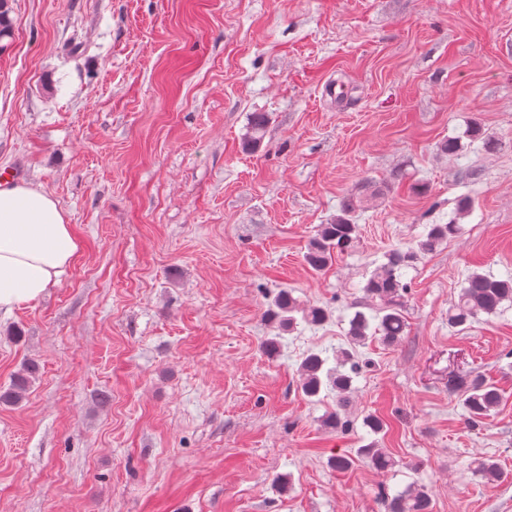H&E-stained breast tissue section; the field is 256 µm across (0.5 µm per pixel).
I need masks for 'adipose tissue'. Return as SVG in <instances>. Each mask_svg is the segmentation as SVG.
<instances>
[{
    "label": "adipose tissue",
    "instance_id": "1",
    "mask_svg": "<svg viewBox=\"0 0 512 512\" xmlns=\"http://www.w3.org/2000/svg\"><path fill=\"white\" fill-rule=\"evenodd\" d=\"M79 249L48 192L23 182L0 184V311L41 298Z\"/></svg>",
    "mask_w": 512,
    "mask_h": 512
}]
</instances>
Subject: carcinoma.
Segmentation results:
<instances>
[{"mask_svg":"<svg viewBox=\"0 0 512 512\" xmlns=\"http://www.w3.org/2000/svg\"><path fill=\"white\" fill-rule=\"evenodd\" d=\"M13 26L9 17L7 0H0V42L12 38ZM269 114L253 112L249 116L247 132L242 138V148L246 152L257 150L269 124ZM361 199L348 197L340 207V214L331 224H323L310 241L304 254L305 264L315 272L328 268L335 256L351 247L357 240L358 225L354 223V213L360 207ZM462 227L455 221L428 225L425 236L415 243L396 247L384 254L381 263L367 279L364 291L372 301L380 303L373 315L359 311L349 322V344L356 347L370 337L379 336L388 345H394L405 336L407 323L402 314L400 301L407 294L409 285L403 281L406 270L417 263L419 257L433 252L439 245L457 237ZM512 303V273L497 278L489 273L471 272L461 283L457 299L448 309V326L462 331L468 329L482 314L498 313L505 302ZM267 320L278 324L286 331L297 320L310 326H320L328 318L321 306L303 307L292 292L283 289L271 301L265 313ZM335 366H327L328 359L320 354H307L300 364L299 387L309 398H316L323 389L336 391V412L323 421L330 429L342 430L349 427V420L342 411L349 403L352 374L358 364L352 352L341 349L334 357ZM39 371V366L31 361L24 365L7 391L0 394V404L18 403L27 391L31 380ZM448 392L457 396L464 408L469 426L476 427L497 409L502 402L499 388L476 373L455 374L448 378ZM358 455L367 459L378 470H389L396 465L386 449L372 442L360 449ZM475 472L489 482H496L503 476L497 463L479 459L475 462ZM385 512H432V496L422 484H413L406 490L389 497L382 496Z\"/></svg>","mask_w":512,"mask_h":512,"instance_id":"cac0c4a2","label":"carcinoma"}]
</instances>
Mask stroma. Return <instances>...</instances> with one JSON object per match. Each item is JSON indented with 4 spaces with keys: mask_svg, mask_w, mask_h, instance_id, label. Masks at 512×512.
I'll return each instance as SVG.
<instances>
[{
    "mask_svg": "<svg viewBox=\"0 0 512 512\" xmlns=\"http://www.w3.org/2000/svg\"><path fill=\"white\" fill-rule=\"evenodd\" d=\"M9 4L0 175L50 193L81 249L0 314V391L40 366L0 404V512H384L415 482L433 512H512V305L448 325L468 271L512 273V0ZM253 112L270 122L246 154ZM352 194L359 240L313 272L307 245ZM453 217L407 273L401 342L359 348L349 430L326 429L336 394L301 392L303 357L347 347L384 253ZM284 288L329 319L272 360ZM465 371L503 395L474 428L448 392ZM374 441L394 469L357 457ZM38 371V364L33 361L27 362L22 371L15 377L11 388L0 394V404L12 405L18 403Z\"/></svg>",
    "mask_w": 512,
    "mask_h": 512,
    "instance_id": "obj_1",
    "label": "stroma"
}]
</instances>
